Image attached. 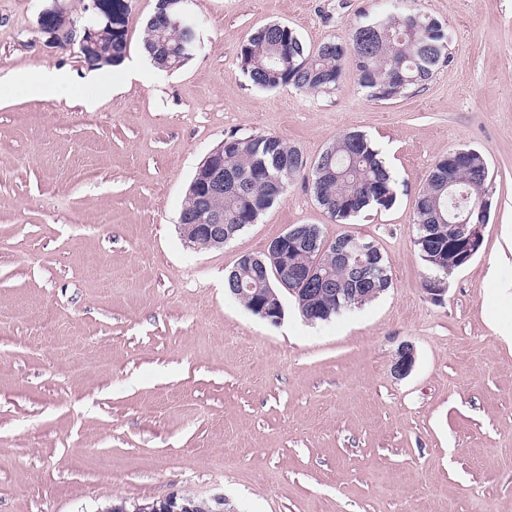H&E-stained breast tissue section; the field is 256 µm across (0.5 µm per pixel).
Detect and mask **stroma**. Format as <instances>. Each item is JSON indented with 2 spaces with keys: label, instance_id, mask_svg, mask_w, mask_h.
<instances>
[{
  "label": "stroma",
  "instance_id": "1",
  "mask_svg": "<svg viewBox=\"0 0 512 512\" xmlns=\"http://www.w3.org/2000/svg\"><path fill=\"white\" fill-rule=\"evenodd\" d=\"M390 0H190L200 49L179 70L143 51L155 0H133L127 54L98 94L75 49L36 30L46 0H0V512H105L172 493L227 512H512V0H407L448 31L422 86L369 99L355 74L310 94L254 87L240 45L263 26L308 51L349 41ZM70 85L32 98L21 70ZM367 135L396 202L342 224L297 179L223 248L178 230L196 168L225 137L273 134L317 159ZM486 159L478 254L441 297L414 244L415 204L450 150ZM294 224L373 242L393 285L309 324H272L224 277ZM416 352L392 372L402 344ZM72 345L92 374L60 357Z\"/></svg>",
  "mask_w": 512,
  "mask_h": 512
}]
</instances>
